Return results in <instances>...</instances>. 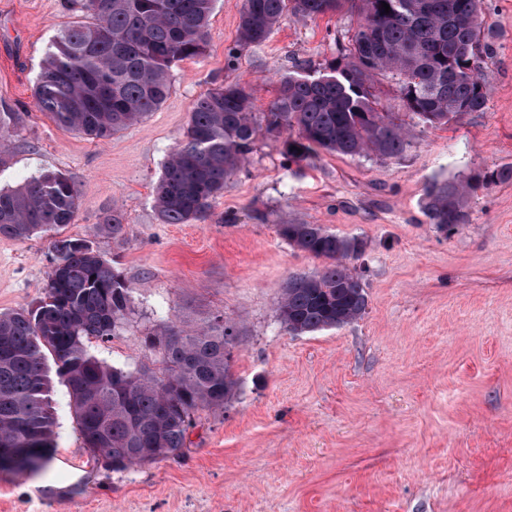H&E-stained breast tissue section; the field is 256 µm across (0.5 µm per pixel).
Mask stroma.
I'll return each mask as SVG.
<instances>
[{"label":"stroma","mask_w":512,"mask_h":512,"mask_svg":"<svg viewBox=\"0 0 512 512\" xmlns=\"http://www.w3.org/2000/svg\"><path fill=\"white\" fill-rule=\"evenodd\" d=\"M241 2L217 0L205 55L179 63L158 110L90 140L54 124L35 97L58 30L90 15L65 0H0V111L22 115L0 188L42 169L74 183L79 208L62 233L113 261L132 301L96 349L154 368L145 339L162 322L221 315L240 330L238 393L224 411L201 412L180 458L94 466L53 381L54 460L43 472L0 471V512H512V182L480 191L468 224L449 234L421 207L433 178L512 165V0H485L484 111L437 127L408 119L412 146L388 161L324 153L300 168L281 139L262 138L205 221L160 223L154 187L194 100L241 80L267 105L281 74L323 69L357 25L348 11L289 14L241 48ZM113 208L126 227L118 240L97 231ZM286 222L364 241L362 317L305 335L282 328L288 278L325 265L278 235ZM53 237L0 239V314L39 297Z\"/></svg>","instance_id":"1"}]
</instances>
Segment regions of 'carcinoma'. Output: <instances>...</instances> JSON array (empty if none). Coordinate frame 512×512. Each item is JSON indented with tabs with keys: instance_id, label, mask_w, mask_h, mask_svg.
<instances>
[{
	"instance_id": "cac0c4a2",
	"label": "carcinoma",
	"mask_w": 512,
	"mask_h": 512,
	"mask_svg": "<svg viewBox=\"0 0 512 512\" xmlns=\"http://www.w3.org/2000/svg\"><path fill=\"white\" fill-rule=\"evenodd\" d=\"M216 0H72L94 23L55 36L37 79L40 111L55 124L90 139L108 138L156 111L170 92L180 62L204 55ZM390 6L384 12L381 3ZM357 13L348 44L327 69L333 81L309 71L280 76L276 98L256 104L248 83H221L197 98L178 145L155 186L163 224L207 217L226 181L248 161L262 136L283 141L288 161L310 164L322 152L398 159L411 147L404 120L379 108L373 83L389 74L408 111L424 124H446L460 112L486 106L480 40L484 0H242L238 45L265 42L288 13L310 18L343 9ZM19 112H0V165L6 163ZM512 182V166L465 181L434 178L424 187L428 223L455 231L468 223L469 199L490 183ZM78 192L61 171H45L0 190V237L25 240L74 223ZM98 229L120 239L123 214L106 212ZM279 236L327 260L313 276L288 279L278 319L300 335L341 327L367 307L362 276L349 266L362 240L320 224H279ZM55 267L36 307L0 314V448L34 458L36 473L54 455L47 357L67 387L91 461L115 472L179 458L195 414L226 408L238 390L233 373L236 325L217 315L200 329L158 325L148 341L160 346V367L108 362L90 345L112 336L131 312L122 273L81 240L51 241Z\"/></svg>"
}]
</instances>
